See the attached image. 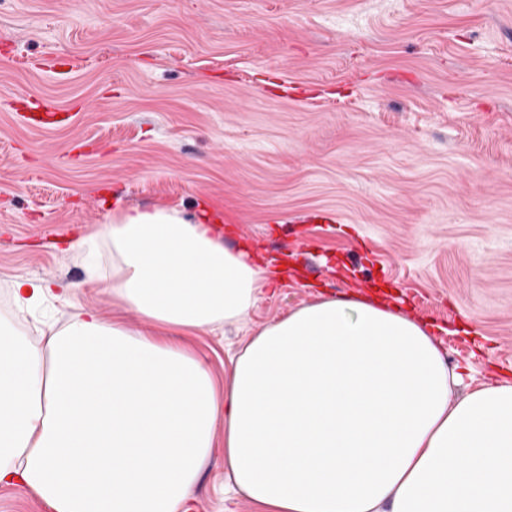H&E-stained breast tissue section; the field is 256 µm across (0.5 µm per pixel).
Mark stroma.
<instances>
[{"label": "stroma", "mask_w": 512, "mask_h": 512, "mask_svg": "<svg viewBox=\"0 0 512 512\" xmlns=\"http://www.w3.org/2000/svg\"><path fill=\"white\" fill-rule=\"evenodd\" d=\"M20 96L68 123L27 127ZM132 206H205L224 245L314 263L190 337L216 382L317 293L383 287L473 383L512 380V0H0V315L35 342L111 314L76 241ZM18 278L70 300L18 312ZM194 506L253 512L223 449Z\"/></svg>", "instance_id": "stroma-1"}]
</instances>
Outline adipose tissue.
<instances>
[{"label":"adipose tissue","instance_id":"obj_1","mask_svg":"<svg viewBox=\"0 0 512 512\" xmlns=\"http://www.w3.org/2000/svg\"><path fill=\"white\" fill-rule=\"evenodd\" d=\"M207 216L114 210L92 287L162 330L94 309L38 346L0 318V483L52 512H191L203 465L257 512H512V381L459 392L425 322L356 293L265 325L216 386L188 337L246 322L274 286Z\"/></svg>","mask_w":512,"mask_h":512}]
</instances>
